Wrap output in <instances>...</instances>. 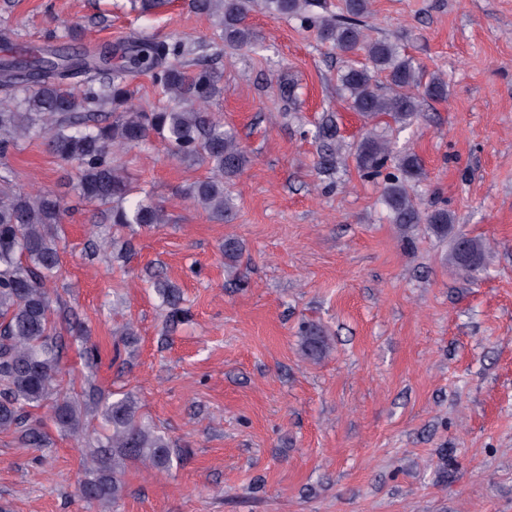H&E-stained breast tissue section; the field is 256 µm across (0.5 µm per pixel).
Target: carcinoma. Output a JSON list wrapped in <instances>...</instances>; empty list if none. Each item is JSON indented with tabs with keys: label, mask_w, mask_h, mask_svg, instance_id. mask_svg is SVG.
<instances>
[{
	"label": "carcinoma",
	"mask_w": 512,
	"mask_h": 512,
	"mask_svg": "<svg viewBox=\"0 0 512 512\" xmlns=\"http://www.w3.org/2000/svg\"><path fill=\"white\" fill-rule=\"evenodd\" d=\"M274 16L296 17L316 30L343 55H362L364 63L339 76L349 108L363 119L356 145L358 169L366 178L384 177L383 201L391 221L401 227L427 224L439 236L453 232L448 209L422 211L409 182L422 178L423 163L414 153L397 155L380 130L387 117L406 127L419 116V98L445 100L448 86L422 69L389 39H371L362 18L369 0H344L343 14L326 17L324 0H262ZM255 0H192V7L216 18L215 36L193 54L180 39L141 38L118 46L121 61L109 65V51L68 44L29 58H0V160L26 142H39L60 161L73 164L78 198L101 208L112 230L151 229L167 222L163 207L132 185L116 155L156 138L178 160H203L212 175L191 183L186 195L209 216L230 221L235 202L230 185L249 163L235 134L211 111L224 94L223 74L208 63L224 46L251 47L255 35L246 24ZM383 73L380 87L375 74ZM150 77L161 105L144 110L133 103L135 81ZM322 144L321 167L332 174L343 163L341 135L333 116L316 126ZM394 162L395 171H388ZM66 216L63 198L52 190L35 195L22 191L15 173L0 167V432H11L29 448H41L46 437L31 420L30 409L51 403L52 421L64 436L84 434L90 418L104 431L87 443L82 459L81 497L89 503L115 505L125 494L128 465L141 463L157 471L173 464L168 438L139 413L132 393L107 401L90 384L80 393L61 394L62 340L53 319L50 284L60 271V230ZM465 243L475 267L468 269L459 248ZM484 242L463 234L454 237L448 263L475 279L488 264ZM154 290L167 309L166 327L186 320L181 292L155 277ZM303 353L327 357L332 343L317 325L301 329Z\"/></svg>",
	"instance_id": "cac0c4a2"
}]
</instances>
